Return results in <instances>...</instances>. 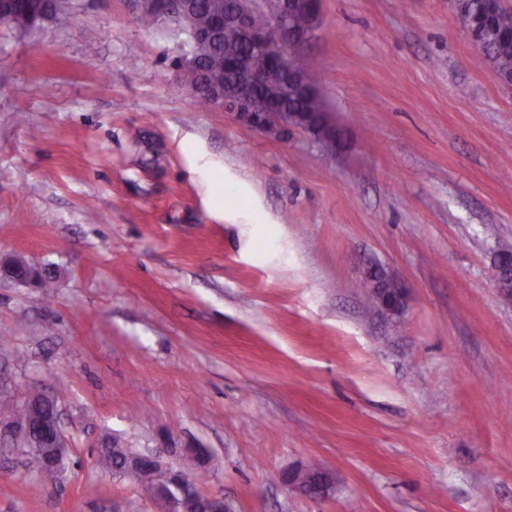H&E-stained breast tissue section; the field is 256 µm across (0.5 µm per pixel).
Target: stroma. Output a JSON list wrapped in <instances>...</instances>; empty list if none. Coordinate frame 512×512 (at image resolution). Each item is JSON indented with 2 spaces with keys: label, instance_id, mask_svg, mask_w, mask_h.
<instances>
[{
  "label": "stroma",
  "instance_id": "stroma-1",
  "mask_svg": "<svg viewBox=\"0 0 512 512\" xmlns=\"http://www.w3.org/2000/svg\"><path fill=\"white\" fill-rule=\"evenodd\" d=\"M304 49L346 136L195 105L134 0L0 26V402L56 399V480L0 432V512H155L104 440L198 448L234 512H512V88L457 0H322ZM382 265L403 314L368 304ZM324 469L313 498L293 469ZM494 278L501 295L512 301V262L507 252H500L495 257ZM47 269L37 268L16 259H0V276L18 283L39 285L41 279L48 275ZM127 455L128 453L125 448L120 446H113L112 442H109L104 447L98 448L97 464L103 469L111 470L112 473L119 478L128 477L130 479L136 480L142 485V488L147 496L150 497L152 494V486L150 480L146 477L147 473L134 476L122 470V460H124ZM311 472H313V485L311 487L309 485L301 487L303 477ZM287 482L289 485H293L300 491H304L309 496L320 498L326 497L332 488L330 473L319 469H309L298 473H288Z\"/></svg>",
  "mask_w": 512,
  "mask_h": 512
}]
</instances>
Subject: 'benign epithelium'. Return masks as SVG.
<instances>
[{
  "instance_id": "7a95c632",
  "label": "benign epithelium",
  "mask_w": 512,
  "mask_h": 512,
  "mask_svg": "<svg viewBox=\"0 0 512 512\" xmlns=\"http://www.w3.org/2000/svg\"><path fill=\"white\" fill-rule=\"evenodd\" d=\"M137 6L139 12L155 15L162 23L179 19L175 27L185 36V52L180 59V68L185 85L190 93H195L202 65L195 56L193 44L195 37L204 38L206 34H195L186 0H180L173 8L165 0H137ZM260 14L267 17L264 26L254 23L255 16ZM487 17L501 38L512 43V11L502 5V0H492L491 5L487 6ZM321 22L322 0H236L231 13L215 17L211 29H231L240 40L261 49L270 60V65L258 70L243 57L225 62L224 66L234 76L235 83L230 92L212 97L211 106L233 114L239 122L269 139L282 140L288 136V132L297 130L332 151L341 148L336 136V123L329 109H322L316 120L306 112H290L284 104V95L289 90L320 96L319 91L308 89L301 71L296 67V58L314 37ZM259 86L267 90V97L254 96V89ZM47 275L44 268L16 259H0V276L18 283L37 285ZM494 278L501 295L512 301V258L508 253L500 252L495 257ZM393 285V292L382 295L379 304L386 313L397 315L405 307L407 289L396 281ZM41 430L43 440L33 444L31 440L35 425L29 416L16 418L12 425L13 435L27 450L40 454L48 449L55 454L58 463H63L67 457L69 439L59 413L43 421ZM144 468L154 480L152 502L156 512H232L224 496L202 493L196 481L181 468L163 461L162 450L133 453L127 462L128 472L138 474ZM306 474V470L290 473L287 482L313 497L323 498L330 493L332 479L329 472L313 470L311 486L302 485ZM173 483L183 487L178 503L167 492L168 486Z\"/></svg>"
}]
</instances>
